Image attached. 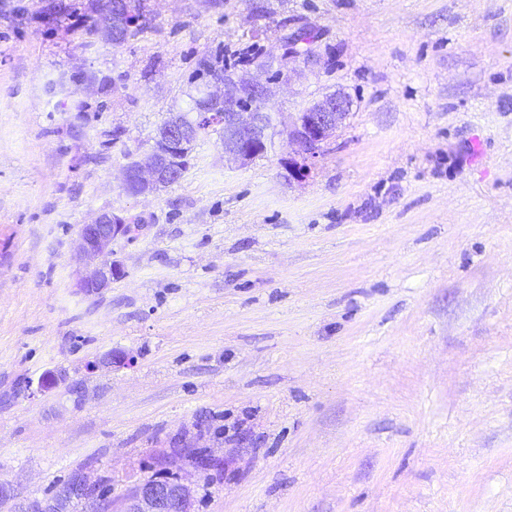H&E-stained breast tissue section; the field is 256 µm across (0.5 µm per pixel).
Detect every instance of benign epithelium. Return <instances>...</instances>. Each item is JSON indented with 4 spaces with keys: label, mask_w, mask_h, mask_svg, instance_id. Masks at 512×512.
I'll use <instances>...</instances> for the list:
<instances>
[{
    "label": "benign epithelium",
    "mask_w": 512,
    "mask_h": 512,
    "mask_svg": "<svg viewBox=\"0 0 512 512\" xmlns=\"http://www.w3.org/2000/svg\"><path fill=\"white\" fill-rule=\"evenodd\" d=\"M259 92L258 105L268 95L267 86L259 80H245L237 76H214L202 89V98L190 122L172 123L166 134L167 145L174 152H185L195 143V131L201 126L224 125V153L242 162L249 161L267 149V134L271 116L262 109L244 108L241 96L245 89ZM352 103L344 94H332L298 113L288 132L295 145L297 158L288 160L291 171L303 176L309 164L317 159L330 134L346 119ZM172 169L164 155H148L137 159V196L152 194L165 185ZM131 225L124 219L104 212L88 224L82 225L75 248L86 262L85 271L78 274L75 286L85 295H97L109 288L118 274L112 261V243L130 234ZM96 486L86 476L76 475L58 493L46 500H37L26 507V512H59L58 505L74 498L89 499ZM192 489L189 485L144 480L137 483L127 498L123 512H191Z\"/></svg>",
    "instance_id": "7a95c632"
}]
</instances>
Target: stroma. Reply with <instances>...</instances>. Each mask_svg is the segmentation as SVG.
I'll use <instances>...</instances> for the list:
<instances>
[{"label":"stroma","mask_w":512,"mask_h":512,"mask_svg":"<svg viewBox=\"0 0 512 512\" xmlns=\"http://www.w3.org/2000/svg\"><path fill=\"white\" fill-rule=\"evenodd\" d=\"M143 3L116 47L97 0H0V512L79 473L84 512L148 478L193 512H512V0ZM302 26L264 154L211 131L125 192L201 56ZM336 92L292 178L289 120ZM104 211L138 228L88 296ZM352 103L344 94H332L320 102L299 112L288 132L289 140L295 145V153L300 157L288 159L291 171L304 177L308 163L312 164L322 151L330 134L346 119ZM136 168L139 191L130 194L132 196H145L158 191L169 181L172 174V169L169 168L161 153L137 158ZM131 224L123 218L104 212L83 224L75 248L86 262V269L77 276L75 286L85 295L101 294L112 284L119 270L112 261V243L130 234Z\"/></svg>","instance_id":"35a3bbf8"}]
</instances>
